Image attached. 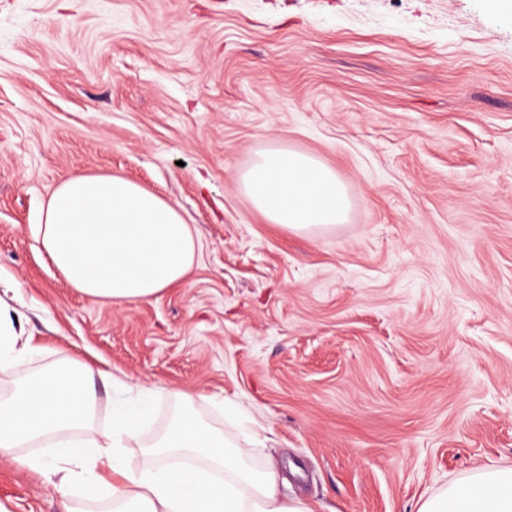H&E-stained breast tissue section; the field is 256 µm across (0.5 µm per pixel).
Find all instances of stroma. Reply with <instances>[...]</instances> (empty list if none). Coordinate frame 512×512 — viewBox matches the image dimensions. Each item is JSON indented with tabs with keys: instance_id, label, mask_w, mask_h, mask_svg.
<instances>
[{
	"instance_id": "35a3bbf8",
	"label": "stroma",
	"mask_w": 512,
	"mask_h": 512,
	"mask_svg": "<svg viewBox=\"0 0 512 512\" xmlns=\"http://www.w3.org/2000/svg\"><path fill=\"white\" fill-rule=\"evenodd\" d=\"M320 159L345 223L295 233L237 176L261 150ZM78 173L176 203L200 241L156 301L86 298L35 226ZM0 280L37 351L203 393L228 442L258 432L318 512H418L512 466V14L487 0H0ZM239 404L230 417L220 400ZM178 410L156 400L126 466ZM6 512H57L25 458Z\"/></svg>"
}]
</instances>
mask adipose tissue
I'll use <instances>...</instances> for the list:
<instances>
[{
    "mask_svg": "<svg viewBox=\"0 0 512 512\" xmlns=\"http://www.w3.org/2000/svg\"><path fill=\"white\" fill-rule=\"evenodd\" d=\"M239 186L268 223L308 231L342 223L349 198L334 170L288 148L260 152L238 176ZM41 247L68 284L94 301L121 306L158 299L190 277L200 243L179 206L120 176L74 175L53 191L37 226ZM33 347L18 334L0 300V373L14 376L15 391L0 398V458L17 448L46 443L49 458L27 459L58 494L59 512H75L74 495L107 497L112 512H314L285 498L275 467L256 469L247 449L227 442L193 409L183 392L180 411L152 444L150 464L130 470L120 450L139 438L151 400L163 389L113 379L109 426L98 439H80L92 424L99 368L64 359L29 375ZM111 468L106 482L101 466ZM418 512H512V467L482 469L422 502Z\"/></svg>",
    "mask_w": 512,
    "mask_h": 512,
    "instance_id": "obj_1",
    "label": "adipose tissue"
}]
</instances>
